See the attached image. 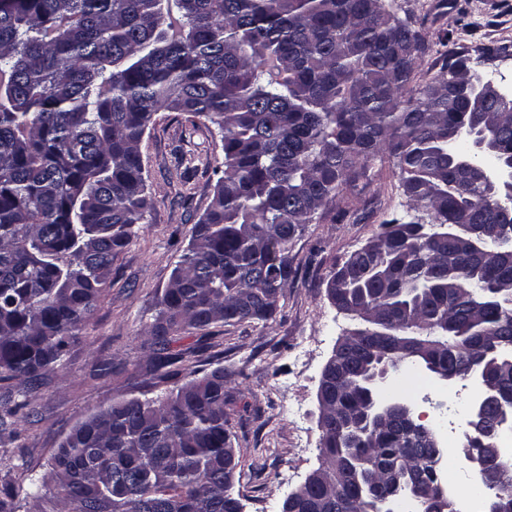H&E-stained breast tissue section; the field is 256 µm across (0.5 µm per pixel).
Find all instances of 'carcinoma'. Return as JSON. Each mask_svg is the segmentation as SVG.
Returning <instances> with one entry per match:
<instances>
[{
    "label": "carcinoma",
    "instance_id": "cac0c4a2",
    "mask_svg": "<svg viewBox=\"0 0 512 512\" xmlns=\"http://www.w3.org/2000/svg\"><path fill=\"white\" fill-rule=\"evenodd\" d=\"M429 50L421 26L385 0H0V383L31 390L62 365L112 286L116 256L149 209L139 144L161 110L215 125L224 176L148 329L158 378L186 351L172 333L267 321L288 249L354 182L368 159L393 158L426 224L393 220L331 275L354 335L443 344L437 361L386 351L375 366L422 368L448 385L481 372L512 396V200L483 178L512 167V107L477 112L448 94L457 62L411 85ZM461 238L474 241L457 249ZM362 368L327 414L329 481L296 512H366L346 458L396 469L419 512L433 498L434 448L394 413L358 448L368 404ZM224 369L162 397H131L75 425L30 477L26 512H242L224 483L232 447ZM28 400L0 402V432ZM488 500L512 508V462L489 461Z\"/></svg>",
    "mask_w": 512,
    "mask_h": 512
}]
</instances>
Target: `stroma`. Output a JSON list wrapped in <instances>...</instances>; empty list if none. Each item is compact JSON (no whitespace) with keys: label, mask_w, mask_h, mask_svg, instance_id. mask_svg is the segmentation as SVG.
Listing matches in <instances>:
<instances>
[{"label":"stroma","mask_w":512,"mask_h":512,"mask_svg":"<svg viewBox=\"0 0 512 512\" xmlns=\"http://www.w3.org/2000/svg\"><path fill=\"white\" fill-rule=\"evenodd\" d=\"M402 19L423 22L430 44L413 74L431 80L461 56L512 92V0H387ZM143 158L150 210L112 267L105 292L62 366L28 395L15 436L0 438V491L27 489L44 473L64 436L100 406L171 390L220 367L229 397L238 465L233 493L242 512H282L284 500L321 464L318 389L337 340L357 328L327 296L331 274L390 221L423 218L403 192L392 158L376 156L365 176L340 187L321 218L288 253V282L272 319L216 326L206 340L181 333L187 356L178 375L159 380L146 331L194 226L205 212L224 160L217 127L179 112H159L145 132ZM111 361V373L98 362Z\"/></svg>","instance_id":"1"}]
</instances>
